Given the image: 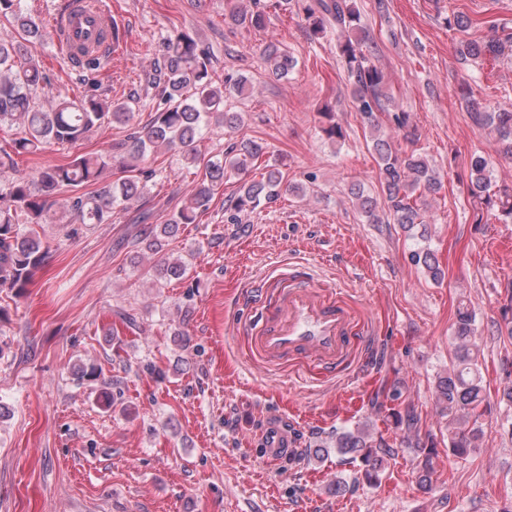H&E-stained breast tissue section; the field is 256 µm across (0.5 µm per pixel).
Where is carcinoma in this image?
I'll use <instances>...</instances> for the list:
<instances>
[{
    "instance_id": "obj_1",
    "label": "carcinoma",
    "mask_w": 512,
    "mask_h": 512,
    "mask_svg": "<svg viewBox=\"0 0 512 512\" xmlns=\"http://www.w3.org/2000/svg\"><path fill=\"white\" fill-rule=\"evenodd\" d=\"M253 4L256 8L252 10L235 5L225 18L233 25L266 28L267 16L259 8L260 0H253ZM0 15L11 16L23 33L20 41H0V123L18 122L23 128V135L12 141L10 149L0 148V173L12 171L11 178L0 186V288L23 290L30 284L33 271L45 261L46 247L27 225L61 224L67 229L72 224H110L112 210L143 197L154 175V170L143 166L150 152L173 151L185 166L200 172L194 193L178 212L165 223L151 224L146 229L145 249L153 255H161L165 242L176 236L182 225L196 223L229 174L242 177L233 213L228 216L231 224L236 223L238 213L270 202L284 190L283 175L275 162L266 164L260 177H249L250 168L266 154L262 142L232 137L224 158L216 160L197 150L196 142L213 117L223 119L224 129L231 134L240 129L242 114L228 109L226 100L232 94H245L248 88L241 78L217 74L209 48L190 33L175 31L166 39L160 75L163 106L147 124L140 125L130 103L93 95L78 101L61 99L48 109L37 106L34 97L46 82L35 58L36 46L44 38L43 27L21 9V0H0ZM306 21L314 37L322 34L326 25L336 26L342 67L353 88L357 112L365 126L377 129V113L387 111L382 103L385 74L370 62L356 37L360 16L353 0H315L306 8ZM508 48L512 49V36L504 42L465 40L459 43L457 53L466 63L491 53L499 55ZM262 57L276 79L287 76L295 65L288 52L273 41L265 46ZM472 112L475 123L489 129L503 150L512 153V111L474 108ZM113 123L130 127L125 142L127 160L119 165H114L111 157L84 154L67 164L26 174L17 171L16 157L34 154L52 142L76 144ZM372 149L385 202L381 206L361 189H350L362 216L370 224H398L404 229L426 223L416 193L435 194L441 190L439 169L420 153L393 151L391 141L380 136L373 138ZM97 183L102 184L99 190L83 191ZM62 189L69 190L70 195L58 203L53 195ZM467 190L480 210L512 220V185L492 179L487 158L471 157ZM200 250L198 246L176 257L161 255L152 266L157 279L167 282L186 277ZM410 258L433 282L444 279L445 272L431 249L415 250ZM484 391L475 312L471 305L462 303L455 315L448 371L437 376L434 391L436 404L447 418L448 454L457 459H466L486 436ZM396 421L410 432L418 430L419 416L412 405L397 412ZM330 448L360 462L359 473L369 483L379 481L391 459L390 452L365 424L334 433L317 452L326 455ZM416 452L421 456L418 483L431 492L439 481L434 465L436 448L418 447Z\"/></svg>"
}]
</instances>
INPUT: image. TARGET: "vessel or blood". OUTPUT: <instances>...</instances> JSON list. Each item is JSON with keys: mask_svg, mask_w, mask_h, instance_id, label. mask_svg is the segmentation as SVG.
I'll use <instances>...</instances> for the list:
<instances>
[{"mask_svg": "<svg viewBox=\"0 0 512 512\" xmlns=\"http://www.w3.org/2000/svg\"><path fill=\"white\" fill-rule=\"evenodd\" d=\"M112 22L107 0L92 8L66 11L51 20L58 52L72 64L80 45L96 48ZM244 303L257 307V321L241 325L240 334L256 359L271 366L314 367L336 376L366 344L367 331L351 305L333 288L320 284L300 267L246 291ZM265 461L277 462L290 451L288 436L267 426L261 436Z\"/></svg>", "mask_w": 512, "mask_h": 512, "instance_id": "1", "label": "vessel or blood"}]
</instances>
